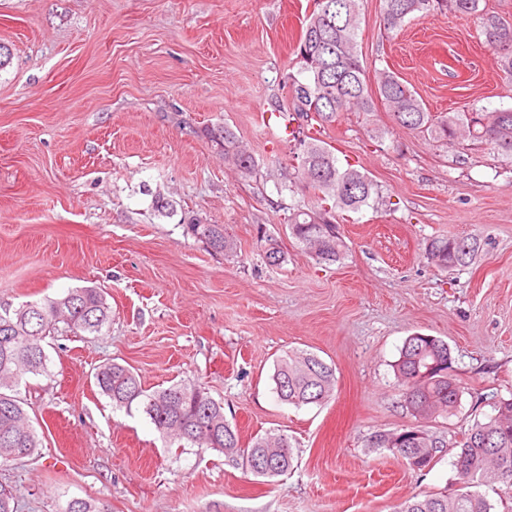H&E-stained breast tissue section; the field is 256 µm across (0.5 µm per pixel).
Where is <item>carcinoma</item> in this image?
<instances>
[{
  "label": "carcinoma",
  "mask_w": 512,
  "mask_h": 512,
  "mask_svg": "<svg viewBox=\"0 0 512 512\" xmlns=\"http://www.w3.org/2000/svg\"><path fill=\"white\" fill-rule=\"evenodd\" d=\"M482 0H384L383 21L388 31L401 29L406 21L434 12L474 16L479 20L484 43L492 50L499 70L512 83V18L490 12ZM361 0H321L304 22L295 47L301 78H292L297 118L319 125L336 121L341 112H373L378 98L402 127L427 133L437 142L451 144L469 140L486 144L512 160V106L493 111L429 112L415 92L395 73L378 72L376 90L368 87L357 51ZM224 150V162L245 175L255 171V159L244 151L228 126L214 133ZM296 178L317 196L326 213L336 209L358 213L379 202L369 176L351 166L342 168L334 154L313 137L300 141ZM288 227L297 245L320 264H333L344 255V242L337 225L321 214L296 208ZM185 234L203 242L216 253L234 255L237 243L222 224L192 220L183 225ZM481 250L477 237H434L424 247V257L436 267L452 270L468 266ZM264 259L279 266L286 256L278 242L266 240ZM112 320V310L98 288H75L60 297H45L0 313V467L33 455L40 445L38 434L22 406L19 387L29 374L47 372L45 337L63 327L69 331L99 333ZM453 358L441 338L415 334L408 337L393 365L402 387V397L423 424L396 431L377 432L370 437L374 448H386L398 458L422 469L444 448H456L454 467L462 488L451 493L413 496L399 504L396 512H493L494 505L472 492L473 484L496 483L502 499L512 501V398L498 401L494 414L474 422L461 436L448 439L424 426L457 411L461 386L452 375ZM95 383L117 408L143 406V412L166 438L199 448H211L228 458H239L246 471L252 462L272 461L273 475L293 468L294 451L284 434H258L241 445L239 430L224 418V405L198 385L172 384L151 393L139 376L119 363L97 368ZM280 401L301 407L328 400L336 387L332 366L319 356L294 352L278 363L272 376ZM0 512H18L15 490L0 483ZM63 512H108L82 498L68 502Z\"/></svg>",
  "instance_id": "obj_1"
}]
</instances>
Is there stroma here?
I'll return each instance as SVG.
<instances>
[{
  "instance_id": "stroma-1",
  "label": "stroma",
  "mask_w": 512,
  "mask_h": 512,
  "mask_svg": "<svg viewBox=\"0 0 512 512\" xmlns=\"http://www.w3.org/2000/svg\"><path fill=\"white\" fill-rule=\"evenodd\" d=\"M313 0H0V308L69 289L105 293V333L44 339L48 373L20 386L42 446L0 469L19 512L83 498L109 512H395L456 483L452 451L416 470L369 437L415 422L393 364L420 333L447 341L462 386L436 434L460 435L512 398V164L490 147L445 145L396 125L384 106L309 123L340 165L384 199L341 222L345 253L316 263L292 240L311 190L284 182L298 144L294 49ZM367 81L388 68L433 113L512 106L475 18L435 12L386 31L362 0ZM230 126L257 162L241 174L212 134ZM164 209H157V202ZM223 225L227 257L186 236ZM287 260H263L262 235ZM478 236L481 256L442 271L426 239ZM333 366L319 405L281 403L286 353ZM133 368L145 390L196 384L243 440L287 434L294 468L273 479L222 453L177 446L140 407L114 408L98 366Z\"/></svg>"
}]
</instances>
